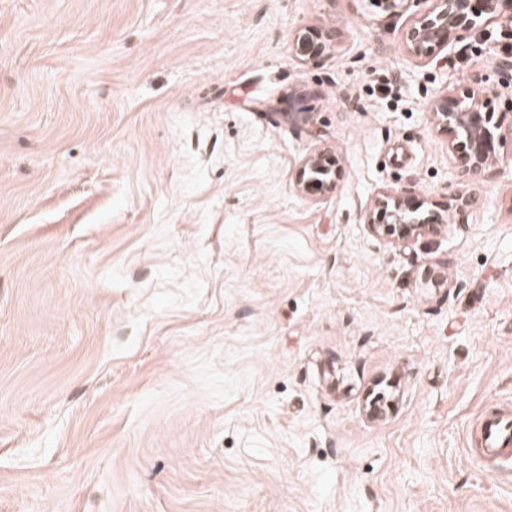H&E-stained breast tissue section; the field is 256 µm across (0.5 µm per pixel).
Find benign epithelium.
<instances>
[{
  "label": "benign epithelium",
  "mask_w": 512,
  "mask_h": 512,
  "mask_svg": "<svg viewBox=\"0 0 512 512\" xmlns=\"http://www.w3.org/2000/svg\"><path fill=\"white\" fill-rule=\"evenodd\" d=\"M383 12L400 16L415 0H378ZM498 18L512 24V0H433V6L415 16L404 34V47L416 60L427 62L448 52L450 41H461L474 33L484 18ZM292 53L302 62L320 58L327 45L320 28L297 29L291 39ZM494 113L487 110L481 90L467 87L460 94L442 96L432 104V124L448 137V149L455 157L460 176L476 178L501 160L505 136ZM338 158L322 150L305 158L298 172L300 189L331 192L337 187ZM444 215L409 195L378 193L365 212L363 224L377 237L392 243L415 239L436 230Z\"/></svg>",
  "instance_id": "benign-epithelium-1"
}]
</instances>
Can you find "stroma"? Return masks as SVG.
Returning a JSON list of instances; mask_svg holds the SVG:
<instances>
[{
    "instance_id": "stroma-1",
    "label": "stroma",
    "mask_w": 512,
    "mask_h": 512,
    "mask_svg": "<svg viewBox=\"0 0 512 512\" xmlns=\"http://www.w3.org/2000/svg\"><path fill=\"white\" fill-rule=\"evenodd\" d=\"M411 20L0 0V512H512L475 439L512 407V143L472 186L431 123L474 84L512 122V29L425 65ZM382 190L476 202L400 245ZM291 45L294 57L302 62L318 59L327 50L324 35L321 29L315 26L297 29L292 35ZM338 158L329 150L309 155L298 172V185L303 192H331L337 187Z\"/></svg>"
}]
</instances>
